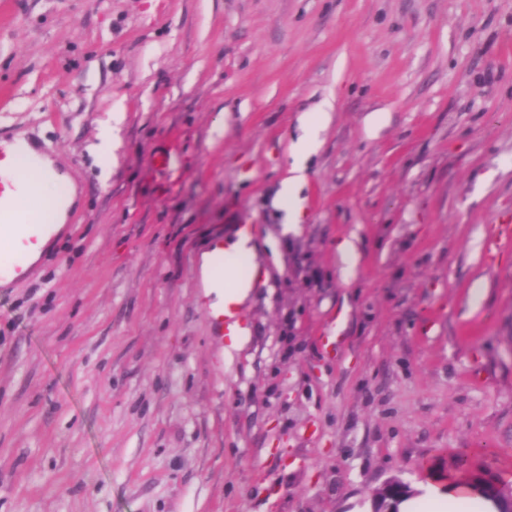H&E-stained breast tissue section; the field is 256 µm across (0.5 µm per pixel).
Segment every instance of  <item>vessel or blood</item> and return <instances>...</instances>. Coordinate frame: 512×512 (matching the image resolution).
<instances>
[{
    "label": "vessel or blood",
    "instance_id": "vessel-or-blood-1",
    "mask_svg": "<svg viewBox=\"0 0 512 512\" xmlns=\"http://www.w3.org/2000/svg\"><path fill=\"white\" fill-rule=\"evenodd\" d=\"M53 227L20 219L15 204L0 194V288L32 276L34 267L22 250L23 245L52 238ZM208 319L216 336H233L242 321L241 312L225 313L223 304H208Z\"/></svg>",
    "mask_w": 512,
    "mask_h": 512
}]
</instances>
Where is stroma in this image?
<instances>
[{
	"instance_id": "1",
	"label": "stroma",
	"mask_w": 512,
	"mask_h": 512,
	"mask_svg": "<svg viewBox=\"0 0 512 512\" xmlns=\"http://www.w3.org/2000/svg\"><path fill=\"white\" fill-rule=\"evenodd\" d=\"M330 97L282 234L291 144ZM0 127L75 188L0 288V512H371L393 477L512 484V248L487 252L512 214V0H0ZM243 219L230 351L198 258ZM125 112L117 110L112 113L110 121L101 124L98 133V143L95 146L97 154L102 158L105 167L117 163V152L122 146L121 126Z\"/></svg>"
}]
</instances>
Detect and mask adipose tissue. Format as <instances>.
<instances>
[{
    "mask_svg": "<svg viewBox=\"0 0 512 512\" xmlns=\"http://www.w3.org/2000/svg\"><path fill=\"white\" fill-rule=\"evenodd\" d=\"M332 109L331 104H324L321 112L310 123L305 134L293 146V162L288 175L280 183L276 203L285 212L287 223L285 232L296 231L304 219V207L299 191L305 182V161L318 145L320 133ZM66 178L58 182L40 184L37 195H30L28 190L19 188L15 194L26 219L36 222L56 223L60 215L55 208V199L60 187L66 186ZM255 247L251 237L242 235L228 244L224 249V300L237 303L247 299L251 287V277L245 276L241 260H254ZM400 512H497L496 505L480 496L468 480L449 477L447 488L431 490L404 500Z\"/></svg>",
    "mask_w": 512,
    "mask_h": 512,
    "instance_id": "adipose-tissue-1",
    "label": "adipose tissue"
}]
</instances>
